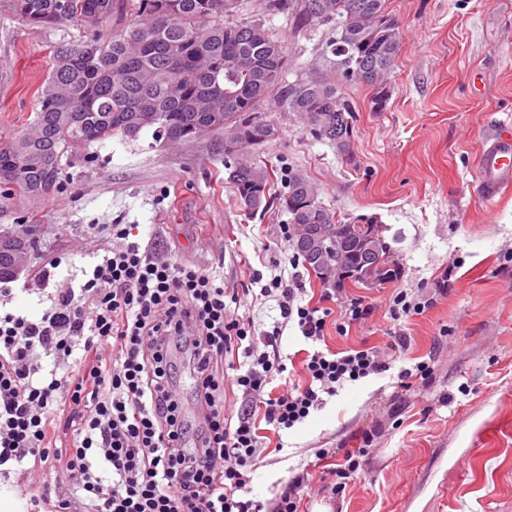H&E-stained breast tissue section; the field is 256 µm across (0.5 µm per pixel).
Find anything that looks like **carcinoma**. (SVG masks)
<instances>
[{"label": "carcinoma", "mask_w": 512, "mask_h": 512, "mask_svg": "<svg viewBox=\"0 0 512 512\" xmlns=\"http://www.w3.org/2000/svg\"><path fill=\"white\" fill-rule=\"evenodd\" d=\"M125 4L135 22L106 41L96 38L54 50L37 95L33 126L0 147V196L37 199L61 186V159L73 141L87 144L113 135L136 139L154 133L177 144L210 133L235 131L224 143V168L239 207L247 214L287 207L291 224H328L341 249L333 288L376 284L398 276L375 221H342L319 200L318 186L288 172L277 193L274 171L236 158L239 147L271 140L274 126L256 110L281 80L286 66L281 40L259 19L227 21L235 0H14L22 19L50 26L66 22L92 31ZM310 22L336 21L331 52L341 58V83L376 89L374 108L388 99L387 78L402 48L399 22L386 0H301ZM288 111L316 137L350 157L354 107L340 83L311 79L284 90Z\"/></svg>", "instance_id": "obj_1"}]
</instances>
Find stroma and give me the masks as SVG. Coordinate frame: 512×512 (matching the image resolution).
Masks as SVG:
<instances>
[{"instance_id": "obj_1", "label": "stroma", "mask_w": 512, "mask_h": 512, "mask_svg": "<svg viewBox=\"0 0 512 512\" xmlns=\"http://www.w3.org/2000/svg\"><path fill=\"white\" fill-rule=\"evenodd\" d=\"M264 0H236L238 19H259L281 39L286 83L336 73L327 49L330 24L306 22L298 8L268 14ZM403 29V47L382 111L372 88L343 84L355 108L350 157L301 126L273 89L257 113L273 140L245 150L246 160L278 173L299 170L341 219L381 224L399 275L392 282L348 285L342 295L373 307L346 334L327 327L334 351L385 346L410 336L395 369L429 361L422 389L396 392L372 377L329 398L303 424L258 433L268 453L254 484L267 500L293 474L309 471V512H512V186L482 194L478 159L488 132L512 121V0H387ZM67 23L31 25L13 0H0V143L29 127L37 92L57 46L81 39ZM63 188L41 199L0 198V232L26 231L28 266L5 280L8 310L40 318L58 289L80 288L112 239L111 224H132L149 254L189 262L248 305L257 333L279 319L276 298H252L272 280H298L303 302L337 308L305 266H294L288 217L273 208L248 215L224 168V136L177 145L143 132L82 146L62 160ZM59 266L49 284L41 272ZM446 294H438L443 277ZM433 297L422 314L393 321L395 289ZM370 444L363 467L341 495L315 465L320 448Z\"/></svg>"}]
</instances>
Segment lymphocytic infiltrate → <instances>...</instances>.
<instances>
[{
  "instance_id": "1",
  "label": "lymphocytic infiltrate",
  "mask_w": 512,
  "mask_h": 512,
  "mask_svg": "<svg viewBox=\"0 0 512 512\" xmlns=\"http://www.w3.org/2000/svg\"><path fill=\"white\" fill-rule=\"evenodd\" d=\"M108 231L122 246L103 256L80 292L56 291L37 320L0 314V478L16 465L32 476L61 470L74 490L68 497L15 484L27 512H304L305 471L268 501L254 496L265 452L257 419L277 432L293 429L345 387L385 376L408 337L385 352L325 349L330 309L300 303L298 289L279 280L260 295L278 297L280 318L257 334L206 271L152 258L131 240L132 225ZM292 324L315 345L301 384L287 380L280 352ZM40 351L72 362L71 371L43 373ZM182 369L194 382L193 422L178 390ZM228 377L247 410L228 411ZM62 427L73 438L57 448L51 434ZM366 454L318 449V460L333 462L332 494L345 491Z\"/></svg>"
}]
</instances>
